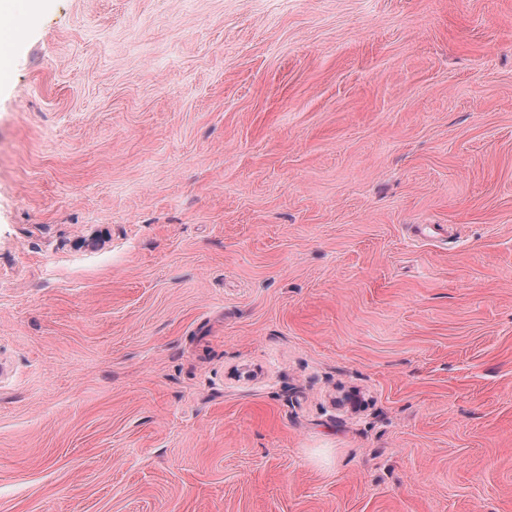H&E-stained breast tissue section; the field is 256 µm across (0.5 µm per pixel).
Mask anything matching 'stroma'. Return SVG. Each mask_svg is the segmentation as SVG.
I'll use <instances>...</instances> for the list:
<instances>
[{
    "label": "stroma",
    "mask_w": 512,
    "mask_h": 512,
    "mask_svg": "<svg viewBox=\"0 0 512 512\" xmlns=\"http://www.w3.org/2000/svg\"><path fill=\"white\" fill-rule=\"evenodd\" d=\"M0 512H512V0H48Z\"/></svg>",
    "instance_id": "obj_1"
}]
</instances>
